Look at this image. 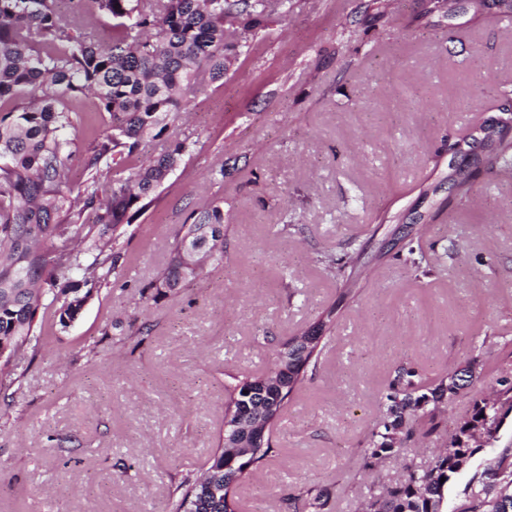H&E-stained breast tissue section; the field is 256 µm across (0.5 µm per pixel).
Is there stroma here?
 Instances as JSON below:
<instances>
[{
    "label": "stroma",
    "mask_w": 512,
    "mask_h": 512,
    "mask_svg": "<svg viewBox=\"0 0 512 512\" xmlns=\"http://www.w3.org/2000/svg\"><path fill=\"white\" fill-rule=\"evenodd\" d=\"M512 88V17L453 0H290L196 97L187 122L149 141L195 146L122 225L118 269L69 327L46 325L0 406V512H169V489L200 474L224 439L226 385L273 363L278 343L336 308L318 370L288 400L273 452L233 489L238 512H285L305 485L328 512H363L369 489L430 468L455 423L512 378V176L481 173L449 203L445 177L475 117ZM80 150L109 126L94 96L66 100ZM437 192L423 196L424 187ZM224 208V262L143 296L176 228ZM431 255L415 269L406 236ZM372 263L356 296L317 254ZM484 327L487 341L476 336ZM493 363L445 409L441 434L365 468L386 384ZM512 444V416L448 489Z\"/></svg>",
    "instance_id": "1"
}]
</instances>
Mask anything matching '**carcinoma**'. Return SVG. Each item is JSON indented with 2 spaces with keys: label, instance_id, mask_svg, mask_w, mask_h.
<instances>
[{
  "label": "carcinoma",
  "instance_id": "obj_1",
  "mask_svg": "<svg viewBox=\"0 0 512 512\" xmlns=\"http://www.w3.org/2000/svg\"><path fill=\"white\" fill-rule=\"evenodd\" d=\"M61 0H0V102L18 96L29 102L0 113V337L8 352L23 357L38 346L40 323L54 311L61 327L79 316L94 289L116 270L115 245L123 224L153 202V195L191 152L183 140L148 159L124 181L107 183L104 175L138 156L141 147L178 122L195 97L224 80L229 44L225 24H239L241 41L288 0H69L71 14L60 23ZM112 18V42L101 43L85 24L88 4ZM88 91L110 115L109 129L87 149L86 178L71 181L77 151L76 126L64 102ZM468 164L449 166L455 196H470L483 169L512 170V137L493 149L466 155ZM83 203L95 219L73 220ZM224 225V210L214 205L193 215L176 231L167 267L153 288L173 290L205 276L204 267L184 271L189 237L212 233ZM406 261L415 268L425 261L420 240L407 242ZM325 269H349L345 293L355 292L367 263L356 257L345 265L329 254L317 258ZM336 326V309L323 311L312 330L319 342L296 378L278 388L264 386V376L236 379L228 389L230 414L282 409L319 365L326 340ZM483 364L474 359L448 374L426 376L411 363L399 366L387 384L381 416L364 452L367 460L383 459L444 428L442 406L465 394ZM19 381L17 363L0 362V401ZM499 389L474 403L460 420L446 452L427 470L409 466L405 477L373 496L379 512H444L448 482L463 462L480 450L476 433H496L512 412V380L497 379ZM413 415L407 424L406 414ZM271 446L243 460L232 449L214 451L202 477L186 476L175 489L170 512H236L225 490L226 479L240 482L250 468L266 460ZM512 447L497 457L494 470L474 473L456 512H512ZM302 495L321 510L329 496L315 486Z\"/></svg>",
  "mask_w": 512,
  "mask_h": 512
}]
</instances>
